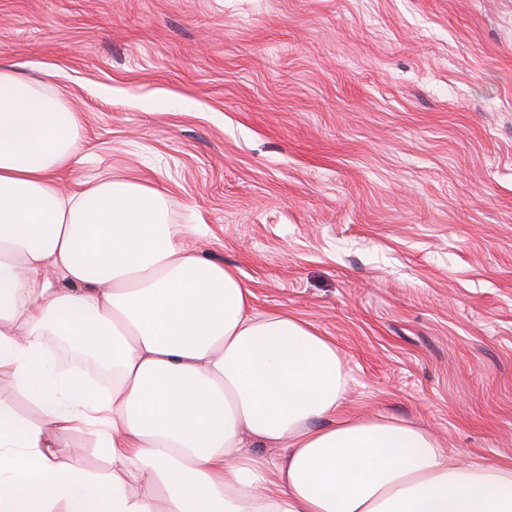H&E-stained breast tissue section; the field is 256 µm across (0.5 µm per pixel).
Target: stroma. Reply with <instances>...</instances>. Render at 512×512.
<instances>
[{
    "label": "stroma",
    "mask_w": 512,
    "mask_h": 512,
    "mask_svg": "<svg viewBox=\"0 0 512 512\" xmlns=\"http://www.w3.org/2000/svg\"><path fill=\"white\" fill-rule=\"evenodd\" d=\"M0 61L81 113L63 183L161 190L346 409L512 465V0H0Z\"/></svg>",
    "instance_id": "35a3bbf8"
}]
</instances>
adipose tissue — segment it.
Here are the masks:
<instances>
[{"label": "adipose tissue", "mask_w": 512, "mask_h": 512, "mask_svg": "<svg viewBox=\"0 0 512 512\" xmlns=\"http://www.w3.org/2000/svg\"><path fill=\"white\" fill-rule=\"evenodd\" d=\"M78 112L0 63V512H512V467L347 415L333 341L258 314L166 196L63 189ZM89 429L110 469L55 435Z\"/></svg>", "instance_id": "obj_1"}]
</instances>
